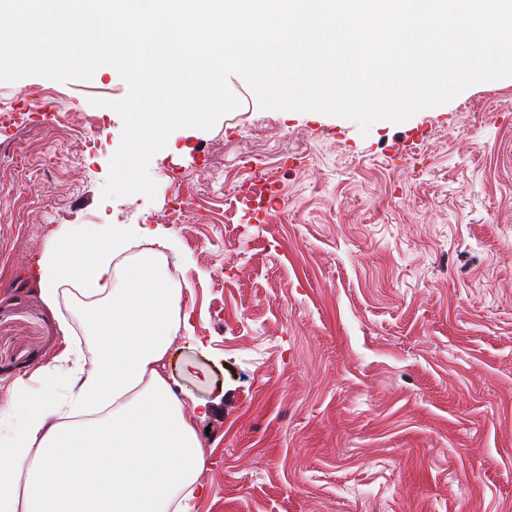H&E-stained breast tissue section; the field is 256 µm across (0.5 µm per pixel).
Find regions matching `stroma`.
<instances>
[{
  "instance_id": "1",
  "label": "stroma",
  "mask_w": 512,
  "mask_h": 512,
  "mask_svg": "<svg viewBox=\"0 0 512 512\" xmlns=\"http://www.w3.org/2000/svg\"><path fill=\"white\" fill-rule=\"evenodd\" d=\"M229 86L152 158L154 198L106 200L118 73L0 81V408L62 347L48 242L159 224L190 313L167 370L213 406L198 512H512V79L365 135ZM258 169L283 197L260 213Z\"/></svg>"
}]
</instances>
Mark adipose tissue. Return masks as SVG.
Returning a JSON list of instances; mask_svg holds the SVG:
<instances>
[{"label":"adipose tissue","mask_w":512,"mask_h":512,"mask_svg":"<svg viewBox=\"0 0 512 512\" xmlns=\"http://www.w3.org/2000/svg\"><path fill=\"white\" fill-rule=\"evenodd\" d=\"M35 274L46 302L70 294L76 319L0 410V512H197L211 410L189 407L166 372L190 313L160 254L80 224Z\"/></svg>","instance_id":"ef3b65f1"}]
</instances>
